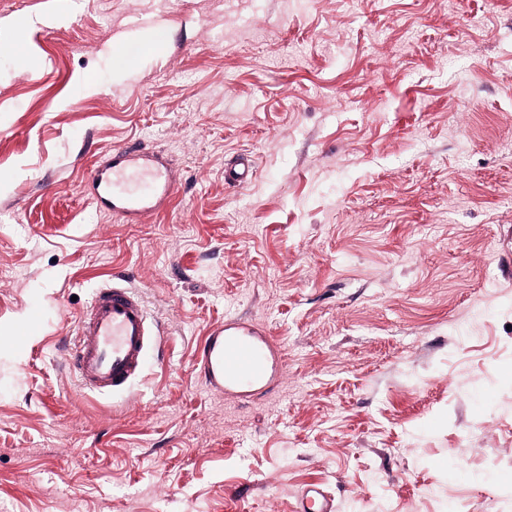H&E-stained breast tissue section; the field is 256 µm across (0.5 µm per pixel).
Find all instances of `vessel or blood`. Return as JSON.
<instances>
[{
  "instance_id": "b4317fda",
  "label": "vessel or blood",
  "mask_w": 512,
  "mask_h": 512,
  "mask_svg": "<svg viewBox=\"0 0 512 512\" xmlns=\"http://www.w3.org/2000/svg\"><path fill=\"white\" fill-rule=\"evenodd\" d=\"M160 160L133 147L114 149L87 172L99 201L112 212L135 218L157 210L175 185L163 181ZM151 326L143 296L125 275L113 276L97 288L78 321V336L68 353L71 371L82 386L99 394L129 387L141 373L151 341ZM268 352L244 337L236 320H226L201 348L199 373L210 389L230 396L236 390L263 383ZM294 512H334L333 500L318 487L305 489Z\"/></svg>"
}]
</instances>
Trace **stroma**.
Here are the masks:
<instances>
[{
  "label": "stroma",
  "mask_w": 512,
  "mask_h": 512,
  "mask_svg": "<svg viewBox=\"0 0 512 512\" xmlns=\"http://www.w3.org/2000/svg\"><path fill=\"white\" fill-rule=\"evenodd\" d=\"M123 145L177 184L135 223L85 184ZM116 273L159 336L99 395L67 350ZM229 318L275 351L239 398L196 369ZM312 486L512 512V0H0V512Z\"/></svg>",
  "instance_id": "stroma-1"
}]
</instances>
